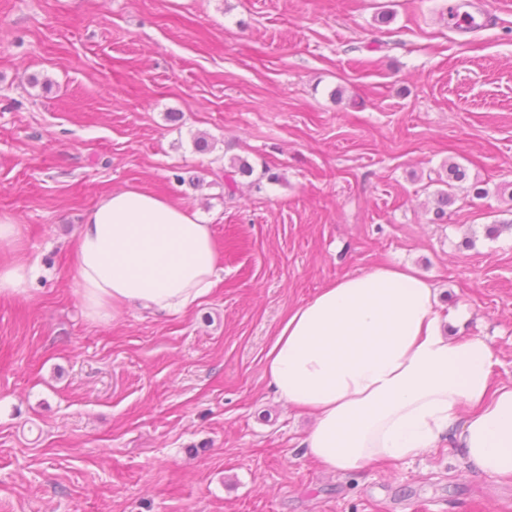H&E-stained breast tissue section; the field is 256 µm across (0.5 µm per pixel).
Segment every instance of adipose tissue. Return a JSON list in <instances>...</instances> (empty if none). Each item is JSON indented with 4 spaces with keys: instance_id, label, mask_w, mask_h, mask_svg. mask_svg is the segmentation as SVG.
Masks as SVG:
<instances>
[{
    "instance_id": "adipose-tissue-1",
    "label": "adipose tissue",
    "mask_w": 512,
    "mask_h": 512,
    "mask_svg": "<svg viewBox=\"0 0 512 512\" xmlns=\"http://www.w3.org/2000/svg\"><path fill=\"white\" fill-rule=\"evenodd\" d=\"M211 225L142 189L100 200L78 230L71 279L87 316L134 304L183 314L216 284ZM39 277L22 260L0 266V298L28 296ZM484 339L449 336L436 292L411 267H377L320 289L292 310L265 357L276 397L308 411V455L349 473L455 440L461 458L512 477V385L492 386Z\"/></svg>"
}]
</instances>
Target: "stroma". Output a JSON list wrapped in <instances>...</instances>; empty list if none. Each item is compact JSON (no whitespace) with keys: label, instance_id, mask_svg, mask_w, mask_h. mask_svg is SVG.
<instances>
[{"label":"stroma","instance_id":"stroma-1","mask_svg":"<svg viewBox=\"0 0 512 512\" xmlns=\"http://www.w3.org/2000/svg\"><path fill=\"white\" fill-rule=\"evenodd\" d=\"M0 0V216L40 277L0 299V512H512L455 442L352 474L264 358L338 279L411 266L512 384V0ZM205 138L207 151L194 141ZM253 167L234 197L224 168ZM461 165L434 223L437 176ZM190 206L218 282L89 319L77 230L112 192Z\"/></svg>","mask_w":512,"mask_h":512}]
</instances>
